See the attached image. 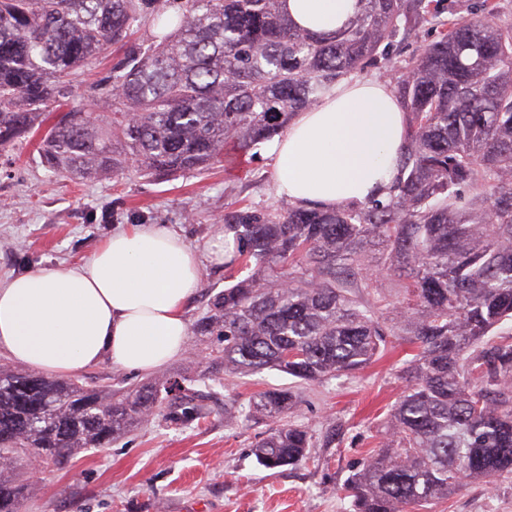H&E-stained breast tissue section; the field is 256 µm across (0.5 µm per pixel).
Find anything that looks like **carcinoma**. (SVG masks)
<instances>
[{
	"label": "carcinoma",
	"mask_w": 512,
	"mask_h": 512,
	"mask_svg": "<svg viewBox=\"0 0 512 512\" xmlns=\"http://www.w3.org/2000/svg\"><path fill=\"white\" fill-rule=\"evenodd\" d=\"M328 34L294 24L282 0H0V149L43 132L58 174L144 177L201 171L284 132L331 85L389 71L394 46L437 36L395 69L409 111L398 173L380 198L334 210L290 205L224 212L236 282L212 295L194 332L219 348L211 366L239 377L277 369L304 381L353 374L389 336H404L407 388L387 443L346 479L349 512H421L474 481L512 480V21L500 0H359ZM150 17L157 35L127 44ZM120 46L101 82L79 76ZM105 100L107 118L76 97ZM404 280L405 300L370 288L367 247ZM198 379L156 377L88 387L0 364V512H22L36 489L14 478L35 452L61 465L107 448L154 414L190 427L205 417ZM297 398L268 389L224 409L277 428L258 464L296 466L316 447L294 420Z\"/></svg>",
	"instance_id": "obj_1"
}]
</instances>
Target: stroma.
Instances as JSON below:
<instances>
[{"label":"stroma","instance_id":"1","mask_svg":"<svg viewBox=\"0 0 512 512\" xmlns=\"http://www.w3.org/2000/svg\"><path fill=\"white\" fill-rule=\"evenodd\" d=\"M244 204H286L274 194L266 145L230 166L158 180L132 171L69 177L49 169L39 135H29L0 150V279L69 267L136 224L166 225L202 250L223 231L225 210ZM408 351L403 338L389 337L359 374L321 382L276 370L225 379L197 425L181 429L155 415L67 467L20 473L38 488L23 512H349L343 484L385 443L384 416L407 385L401 367ZM281 387L297 393L295 418L315 435L336 422L344 433L332 447L312 449L305 463L268 469L253 447L271 423L225 421L224 407ZM428 512H512V481L470 483Z\"/></svg>","mask_w":512,"mask_h":512}]
</instances>
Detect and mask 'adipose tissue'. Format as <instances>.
Here are the masks:
<instances>
[{
    "label": "adipose tissue",
    "mask_w": 512,
    "mask_h": 512,
    "mask_svg": "<svg viewBox=\"0 0 512 512\" xmlns=\"http://www.w3.org/2000/svg\"><path fill=\"white\" fill-rule=\"evenodd\" d=\"M358 0H284L296 25L329 33ZM406 112L385 79L343 81L298 112L268 148L277 196L333 208L385 193L407 136ZM217 234L206 251L161 224L112 233L82 262L0 280V355L57 376L108 361L150 373L186 349L187 303L202 285L204 260L234 251Z\"/></svg>",
    "instance_id": "1"
}]
</instances>
